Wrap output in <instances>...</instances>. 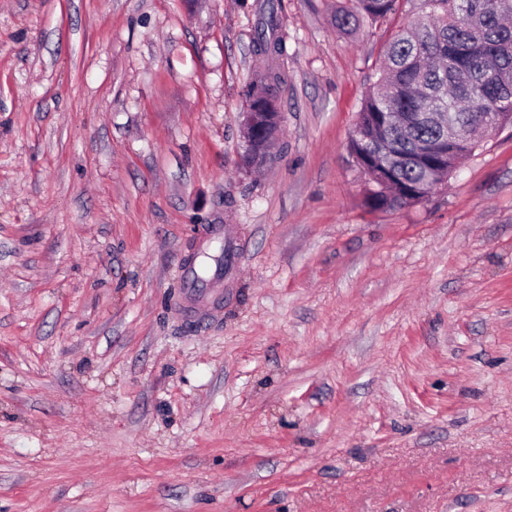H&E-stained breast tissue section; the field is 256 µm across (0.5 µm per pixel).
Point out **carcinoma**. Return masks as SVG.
<instances>
[{
    "mask_svg": "<svg viewBox=\"0 0 512 512\" xmlns=\"http://www.w3.org/2000/svg\"><path fill=\"white\" fill-rule=\"evenodd\" d=\"M399 0H347L336 26L382 22ZM425 15L396 30L382 48L377 81L366 94L349 144L358 166L374 173L366 203L374 210L418 203L447 180L491 134L512 118V0H423ZM269 0L253 52L263 66L251 86L279 95L285 52ZM448 145V166L433 150Z\"/></svg>",
    "mask_w": 512,
    "mask_h": 512,
    "instance_id": "cac0c4a2",
    "label": "carcinoma"
}]
</instances>
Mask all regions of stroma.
<instances>
[{"label":"stroma","mask_w":512,"mask_h":512,"mask_svg":"<svg viewBox=\"0 0 512 512\" xmlns=\"http://www.w3.org/2000/svg\"><path fill=\"white\" fill-rule=\"evenodd\" d=\"M264 2L0 0V512H512V127L371 209L394 23L281 0L244 167ZM279 28L280 22L274 3L272 0L267 1L263 8L262 17L256 27L253 47L254 54L261 59L264 65L256 70L248 97H250L253 88L259 83L272 97L278 96L280 98L279 93L282 84L285 82V75L274 63L276 59L284 54L285 44L279 34ZM265 99H268V96L260 89H255L249 98V105L257 109L260 101ZM282 112L262 109L260 112H243L242 125L248 130L243 164L251 167L267 160V142L279 130Z\"/></svg>","instance_id":"obj_1"}]
</instances>
